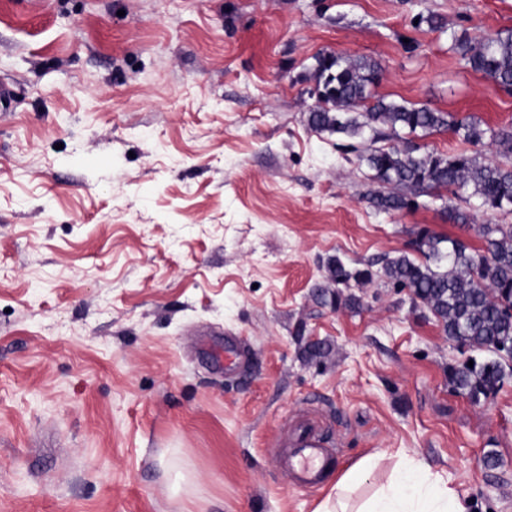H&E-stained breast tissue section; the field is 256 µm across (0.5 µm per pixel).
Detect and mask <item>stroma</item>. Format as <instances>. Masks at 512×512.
I'll return each instance as SVG.
<instances>
[{"label":"stroma","mask_w":512,"mask_h":512,"mask_svg":"<svg viewBox=\"0 0 512 512\" xmlns=\"http://www.w3.org/2000/svg\"><path fill=\"white\" fill-rule=\"evenodd\" d=\"M505 29L512 0H0V512H315L370 455L356 498L412 464L512 512V382L471 404L407 289L328 286L332 258L477 247L512 215L449 222L463 190L378 211L368 140L313 130L307 79L365 57L375 95L510 127L449 49ZM302 422L337 444L315 487L273 451Z\"/></svg>","instance_id":"1"}]
</instances>
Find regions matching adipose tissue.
I'll return each instance as SVG.
<instances>
[{
    "instance_id": "ef3b65f1",
    "label": "adipose tissue",
    "mask_w": 512,
    "mask_h": 512,
    "mask_svg": "<svg viewBox=\"0 0 512 512\" xmlns=\"http://www.w3.org/2000/svg\"><path fill=\"white\" fill-rule=\"evenodd\" d=\"M357 512H468V507L439 476L418 469L381 487Z\"/></svg>"
}]
</instances>
